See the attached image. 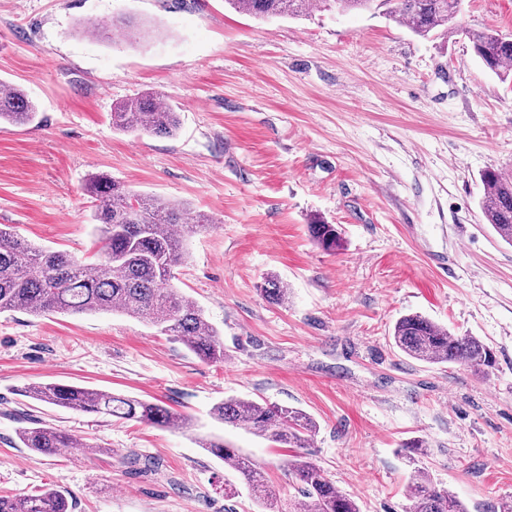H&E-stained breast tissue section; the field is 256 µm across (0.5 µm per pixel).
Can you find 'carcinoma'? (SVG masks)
<instances>
[{"mask_svg": "<svg viewBox=\"0 0 512 512\" xmlns=\"http://www.w3.org/2000/svg\"><path fill=\"white\" fill-rule=\"evenodd\" d=\"M462 0H227L232 8L259 19L300 18L314 11L339 15L386 8L417 35L459 32L455 19ZM475 57L500 78L512 75V38L493 30L465 32ZM35 105L13 85L0 82V122L27 124ZM179 113L147 92L112 107V127L128 132L172 136ZM479 205L486 223L512 244V174L489 169L482 174ZM86 190L96 202L95 220L101 239L98 260L89 263L64 251L37 246L9 227L0 228V313L26 311L80 315L120 312L146 320L181 341L209 363L224 362V338L203 309L179 291L175 268L185 257V236L213 223L181 203L134 192L103 174L91 176ZM316 244L327 252L342 246L335 224L319 219L308 225ZM262 292L274 304L288 300V288L275 276L265 279ZM393 345L407 357L427 364H456L486 372L495 365L492 348L476 336L454 334L419 314L400 317L393 327ZM22 396L63 409L134 420L160 428L186 430L191 418L148 400L84 386L38 382ZM213 420L241 428L268 441L295 449L285 464L298 497L284 506L270 489L262 469L222 437L199 441L200 447L230 466L249 488L261 512H360L357 501L340 491L305 451L317 431L307 414L265 401L226 398L210 410ZM24 447L43 454L93 452L95 448L70 433L42 422L19 430ZM406 512H467L457 495L440 487L422 466L413 468ZM0 512H69L60 491L0 495Z\"/></svg>", "mask_w": 512, "mask_h": 512, "instance_id": "1", "label": "carcinoma"}]
</instances>
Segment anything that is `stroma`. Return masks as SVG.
I'll return each mask as SVG.
<instances>
[{"label": "stroma", "instance_id": "1", "mask_svg": "<svg viewBox=\"0 0 512 512\" xmlns=\"http://www.w3.org/2000/svg\"><path fill=\"white\" fill-rule=\"evenodd\" d=\"M119 14L136 38L96 39ZM462 32L424 39L383 12L259 20L224 0H0V81L33 101L0 124V225L97 258L88 177L214 218L187 236L176 284L224 338L198 359L121 313H0V494L63 492L70 512H259L197 437L222 436L282 499L289 449L211 419L227 397L302 410L309 451L361 512H404L399 448L426 441L435 481L468 512H512V245L485 224L481 174L512 171V81L465 36L512 35V0H464ZM157 91L180 114L170 137L116 130L115 104ZM338 225L318 248L308 226ZM288 287L275 305L261 286ZM418 313L492 346L487 373L428 365L391 345ZM56 382L160 400L192 430L56 409L20 387ZM93 446L24 448L33 421ZM309 232L316 244L327 252H336L341 246V233L335 224H326L315 219L308 226Z\"/></svg>", "mask_w": 512, "mask_h": 512}]
</instances>
